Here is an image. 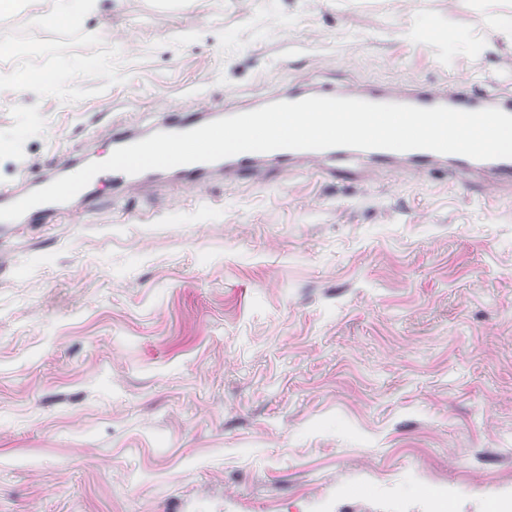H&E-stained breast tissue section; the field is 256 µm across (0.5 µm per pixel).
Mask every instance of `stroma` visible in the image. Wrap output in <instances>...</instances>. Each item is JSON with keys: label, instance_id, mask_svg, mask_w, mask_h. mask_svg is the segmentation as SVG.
Wrapping results in <instances>:
<instances>
[{"label": "stroma", "instance_id": "obj_1", "mask_svg": "<svg viewBox=\"0 0 512 512\" xmlns=\"http://www.w3.org/2000/svg\"><path fill=\"white\" fill-rule=\"evenodd\" d=\"M126 80L38 105L102 161L159 109L468 81L512 92V0H100ZM485 512L512 488V196L303 169L104 185L0 232V512Z\"/></svg>", "mask_w": 512, "mask_h": 512}]
</instances>
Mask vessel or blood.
Wrapping results in <instances>:
<instances>
[{
    "mask_svg": "<svg viewBox=\"0 0 512 512\" xmlns=\"http://www.w3.org/2000/svg\"><path fill=\"white\" fill-rule=\"evenodd\" d=\"M327 94L330 97L355 98L373 103H398L420 108L446 106L461 111H476L487 108H500L512 115V99L499 102L493 96H473L467 85L455 83L454 87L442 84L417 85L389 84L383 87H369L346 83L327 90L304 86L279 93L282 101H299L307 97ZM215 113L208 108L194 105L182 112L163 113L155 129L159 132H184L203 124L215 121ZM349 147H335L325 150L279 149L270 152H244L212 163H191L177 166L175 171L151 169L136 175L119 171H103L95 175L98 184L106 182L136 190L147 184L166 181L169 174H177L182 185L196 187L202 179L224 177L228 181L252 180L258 183L267 181L270 169L289 170L302 166L316 168L322 174L332 177L336 174V164L352 156ZM372 164L371 170L355 172L357 184L366 183L372 171L398 169L415 177H425L433 172L448 176L449 180L482 185L485 195L512 193V158L476 160L459 154H441L430 150L416 149L404 152L369 149L365 152Z\"/></svg>",
    "mask_w": 512,
    "mask_h": 512,
    "instance_id": "1",
    "label": "vessel or blood"
}]
</instances>
